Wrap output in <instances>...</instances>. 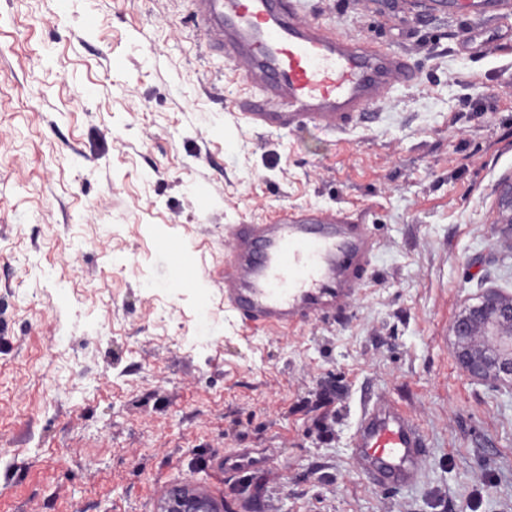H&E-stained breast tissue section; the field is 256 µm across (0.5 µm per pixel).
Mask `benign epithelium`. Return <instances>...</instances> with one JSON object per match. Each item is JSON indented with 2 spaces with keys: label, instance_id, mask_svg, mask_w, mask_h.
<instances>
[{
  "label": "benign epithelium",
  "instance_id": "obj_1",
  "mask_svg": "<svg viewBox=\"0 0 512 512\" xmlns=\"http://www.w3.org/2000/svg\"><path fill=\"white\" fill-rule=\"evenodd\" d=\"M500 220L512 232V180L500 191ZM454 357L475 382L505 386L512 392V293L489 288L452 325ZM155 512H224V501L202 484L180 481L159 491Z\"/></svg>",
  "mask_w": 512,
  "mask_h": 512
}]
</instances>
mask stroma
I'll use <instances>...</instances> for the list:
<instances>
[{"label":"stroma","instance_id":"obj_1","mask_svg":"<svg viewBox=\"0 0 512 512\" xmlns=\"http://www.w3.org/2000/svg\"><path fill=\"white\" fill-rule=\"evenodd\" d=\"M300 10L414 81L343 133L260 132L192 0H0V512H154L185 479L224 512H512V392L451 346L485 288L512 291V17ZM284 205L379 249L340 316L254 332L224 310V234ZM376 393L427 436L417 486L358 472ZM241 448L258 467L224 472Z\"/></svg>","mask_w":512,"mask_h":512}]
</instances>
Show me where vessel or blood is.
Listing matches in <instances>:
<instances>
[{"label": "vessel or blood", "instance_id": "1", "mask_svg": "<svg viewBox=\"0 0 512 512\" xmlns=\"http://www.w3.org/2000/svg\"><path fill=\"white\" fill-rule=\"evenodd\" d=\"M209 47L223 51L253 93L239 105L257 130L306 125L343 132L413 77L407 58L342 36L301 14L299 0H192ZM378 248L364 225L333 211L283 208L224 238V303L243 326L286 329L341 314L356 299ZM354 459L374 484H417L426 440L381 395L361 407Z\"/></svg>", "mask_w": 512, "mask_h": 512}]
</instances>
